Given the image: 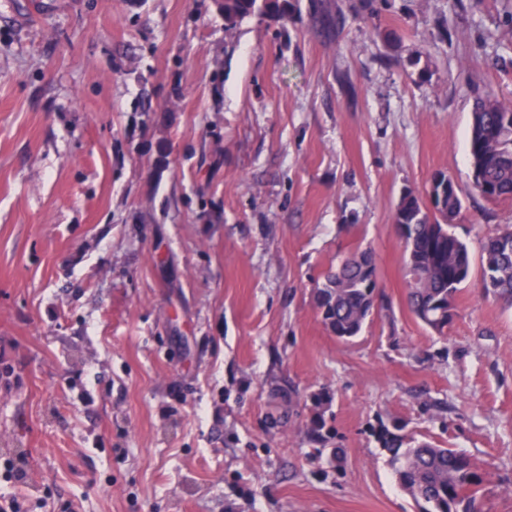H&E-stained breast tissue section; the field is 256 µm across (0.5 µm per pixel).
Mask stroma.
<instances>
[{
  "mask_svg": "<svg viewBox=\"0 0 512 512\" xmlns=\"http://www.w3.org/2000/svg\"><path fill=\"white\" fill-rule=\"evenodd\" d=\"M311 2L229 35L213 0H0V501L419 512L391 449L426 440L512 512V305L479 271L512 201L468 155L474 97L512 103V0H327L330 34ZM438 171L473 266L442 336L393 222ZM366 248L342 342L315 291Z\"/></svg>",
  "mask_w": 512,
  "mask_h": 512,
  "instance_id": "35a3bbf8",
  "label": "stroma"
}]
</instances>
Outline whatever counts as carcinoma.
<instances>
[{
    "label": "carcinoma",
    "instance_id": "cac0c4a2",
    "mask_svg": "<svg viewBox=\"0 0 512 512\" xmlns=\"http://www.w3.org/2000/svg\"><path fill=\"white\" fill-rule=\"evenodd\" d=\"M224 16V31L246 20L266 17L282 24L301 15V0H213ZM473 185L492 201L512 200V104L488 91L475 98L469 138ZM433 206L409 192L396 207L395 224L404 244L406 301L411 313L442 335L455 310V298L471 273L467 244L452 231L448 215L459 216L463 203L454 180L443 171L429 180ZM483 287L512 303V226L497 228L483 243ZM377 265L368 250L353 254L330 271L316 292V305L326 328L341 341L358 336L373 314ZM392 464L402 488L420 512H483L482 491L488 468L453 448L421 441L396 448Z\"/></svg>",
    "mask_w": 512,
    "mask_h": 512
}]
</instances>
